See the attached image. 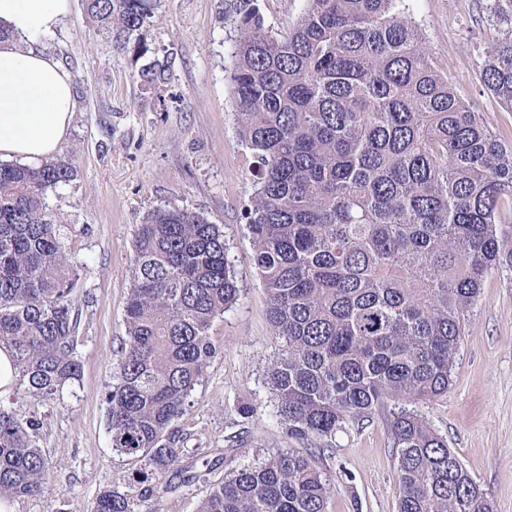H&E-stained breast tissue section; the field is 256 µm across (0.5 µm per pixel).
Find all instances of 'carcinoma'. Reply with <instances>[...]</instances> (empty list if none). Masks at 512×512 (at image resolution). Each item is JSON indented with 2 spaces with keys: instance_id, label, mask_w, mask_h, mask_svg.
Listing matches in <instances>:
<instances>
[{
  "instance_id": "obj_1",
  "label": "carcinoma",
  "mask_w": 512,
  "mask_h": 512,
  "mask_svg": "<svg viewBox=\"0 0 512 512\" xmlns=\"http://www.w3.org/2000/svg\"><path fill=\"white\" fill-rule=\"evenodd\" d=\"M273 33L254 7L226 79L252 151L245 214L253 262L280 340L268 373L288 437L318 450L388 399L448 394L462 316L485 274L512 266V148L457 95L423 47L404 0H305ZM89 18L130 42L157 0H84ZM512 109V30L482 63ZM62 160L0 163V347L20 386L45 399L78 379L71 294L78 260L45 193L71 181ZM224 232L156 208L139 224L117 382L107 396L113 451L140 481L178 465L172 423L214 356L209 329L237 300ZM398 512H489L448 440L402 409ZM36 423L0 406V497L43 489L50 464ZM150 489L98 497L94 512H136ZM330 486L310 458L278 451L210 487L197 512H327Z\"/></svg>"
}]
</instances>
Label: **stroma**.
I'll list each match as a JSON object with an SVG mask.
<instances>
[{
  "mask_svg": "<svg viewBox=\"0 0 512 512\" xmlns=\"http://www.w3.org/2000/svg\"><path fill=\"white\" fill-rule=\"evenodd\" d=\"M241 2L158 0L139 32L148 48L139 57L98 30L83 0H73L66 24L41 44L73 82L74 117L57 157L75 174L47 190L46 201L78 260L71 300L81 375L51 400L15 385L0 394L1 406L37 422L36 442L51 463L43 491L16 498L17 512H93L104 490L126 486L132 466L112 450L107 395L125 336L136 227L160 206L221 227L239 296L213 321L216 354L174 422L186 436L181 462L153 478L139 512H196L208 483L232 468L307 448L278 424L267 379L278 344L244 218L255 196L252 155L238 137L224 72L239 36L230 18ZM408 3L440 73L512 145V112L481 77L487 46L506 28L489 0ZM154 61L165 73L150 82L141 71ZM463 326L447 395L405 407L447 438L490 512H512V266L485 276ZM396 407L388 401L314 457L332 490L327 512H397V452L387 426Z\"/></svg>",
  "mask_w": 512,
  "mask_h": 512,
  "instance_id": "obj_1",
  "label": "stroma"
}]
</instances>
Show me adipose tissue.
<instances>
[{
  "mask_svg": "<svg viewBox=\"0 0 512 512\" xmlns=\"http://www.w3.org/2000/svg\"><path fill=\"white\" fill-rule=\"evenodd\" d=\"M71 13V0H0V160L53 157L72 123V79L40 48Z\"/></svg>",
  "mask_w": 512,
  "mask_h": 512,
  "instance_id": "obj_1",
  "label": "adipose tissue"
}]
</instances>
